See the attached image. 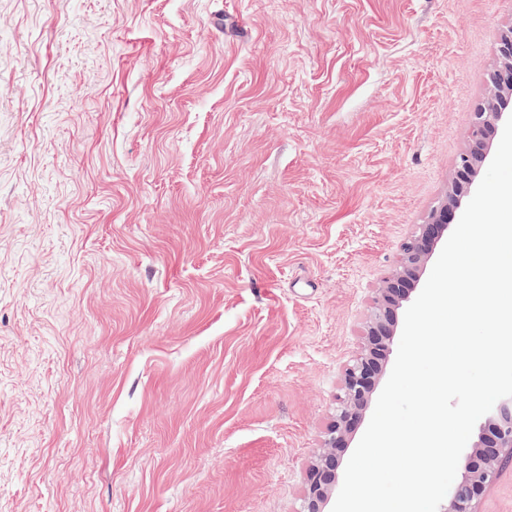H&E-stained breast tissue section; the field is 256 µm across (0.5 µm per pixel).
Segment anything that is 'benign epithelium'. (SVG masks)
Returning <instances> with one entry per match:
<instances>
[{
  "instance_id": "7a95c632",
  "label": "benign epithelium",
  "mask_w": 512,
  "mask_h": 512,
  "mask_svg": "<svg viewBox=\"0 0 512 512\" xmlns=\"http://www.w3.org/2000/svg\"><path fill=\"white\" fill-rule=\"evenodd\" d=\"M502 44L510 62L505 69L492 77L489 83L493 89L507 88L512 91V32L504 35ZM500 119L502 113L489 112L483 108L474 113L470 138L473 141L476 158H481V146L493 136L496 122ZM460 218L461 213L453 211L449 204L437 210L432 223L423 225L418 242L410 249V262L415 266L420 265L423 258L437 247L441 231ZM409 301L410 288L406 286L405 277L401 274L389 279L385 287L379 289L367 344L353 364L347 368L344 376L343 396L338 399V414L330 430L328 446L308 472L307 495L302 512H324L326 490L335 483L336 470L339 466L336 449L347 446L350 425L358 417V411L363 407L382 373V362L387 357L393 336L396 307ZM492 429L494 435L491 436L490 443L479 442L473 449V454L484 457L483 467L478 470L472 469L469 459L460 464L464 471L463 479L453 489L446 512H474V499L493 481L502 457L507 455L512 458V410L509 406H503L500 417L492 423Z\"/></svg>"
}]
</instances>
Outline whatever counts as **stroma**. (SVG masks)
<instances>
[{"instance_id": "35a3bbf8", "label": "stroma", "mask_w": 512, "mask_h": 512, "mask_svg": "<svg viewBox=\"0 0 512 512\" xmlns=\"http://www.w3.org/2000/svg\"><path fill=\"white\" fill-rule=\"evenodd\" d=\"M512 0H0V512H300ZM476 512H512V461Z\"/></svg>"}]
</instances>
